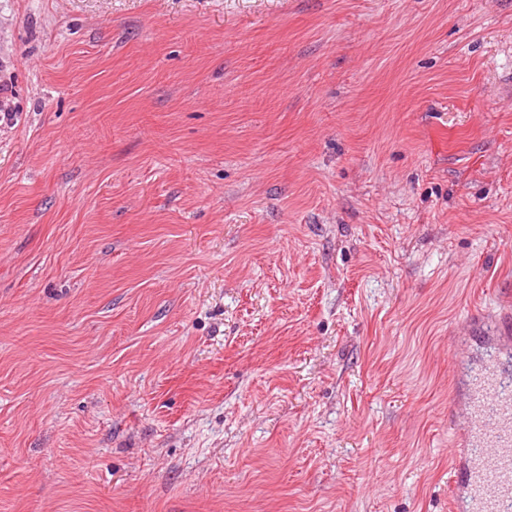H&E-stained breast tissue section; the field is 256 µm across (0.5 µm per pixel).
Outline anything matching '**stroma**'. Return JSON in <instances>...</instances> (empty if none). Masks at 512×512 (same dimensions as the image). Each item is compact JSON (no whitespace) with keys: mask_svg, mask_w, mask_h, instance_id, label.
Here are the masks:
<instances>
[{"mask_svg":"<svg viewBox=\"0 0 512 512\" xmlns=\"http://www.w3.org/2000/svg\"><path fill=\"white\" fill-rule=\"evenodd\" d=\"M0 99V512H449L512 0H0Z\"/></svg>","mask_w":512,"mask_h":512,"instance_id":"35a3bbf8","label":"stroma"}]
</instances>
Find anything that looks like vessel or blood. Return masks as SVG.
<instances>
[{
    "instance_id": "b4317fda",
    "label": "vessel or blood",
    "mask_w": 512,
    "mask_h": 512,
    "mask_svg": "<svg viewBox=\"0 0 512 512\" xmlns=\"http://www.w3.org/2000/svg\"><path fill=\"white\" fill-rule=\"evenodd\" d=\"M485 343L493 353L468 382L466 448L454 476L467 512H512V323L499 321Z\"/></svg>"
}]
</instances>
